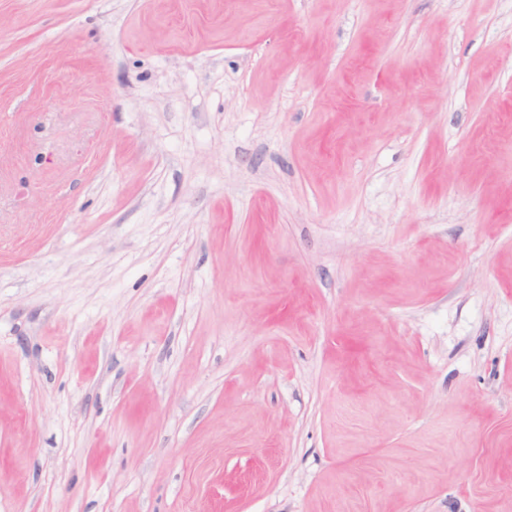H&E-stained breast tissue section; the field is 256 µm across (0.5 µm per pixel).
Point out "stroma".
I'll use <instances>...</instances> for the list:
<instances>
[{
    "mask_svg": "<svg viewBox=\"0 0 512 512\" xmlns=\"http://www.w3.org/2000/svg\"><path fill=\"white\" fill-rule=\"evenodd\" d=\"M0 512H512V0H0Z\"/></svg>",
    "mask_w": 512,
    "mask_h": 512,
    "instance_id": "35a3bbf8",
    "label": "stroma"
}]
</instances>
